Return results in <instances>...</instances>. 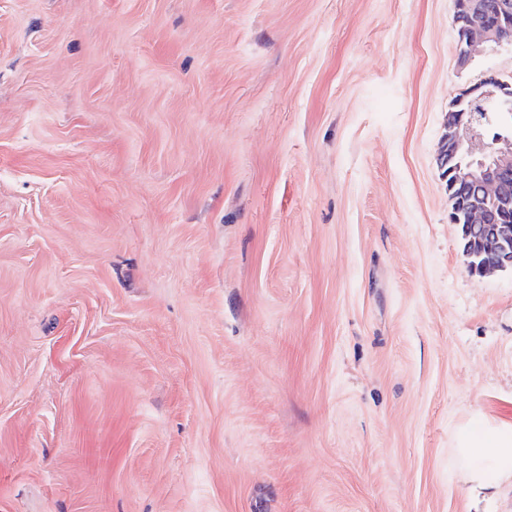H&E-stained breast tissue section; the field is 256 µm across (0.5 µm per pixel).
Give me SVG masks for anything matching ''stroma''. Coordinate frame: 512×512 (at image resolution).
I'll return each mask as SVG.
<instances>
[{
  "label": "stroma",
  "mask_w": 512,
  "mask_h": 512,
  "mask_svg": "<svg viewBox=\"0 0 512 512\" xmlns=\"http://www.w3.org/2000/svg\"><path fill=\"white\" fill-rule=\"evenodd\" d=\"M453 0H0V512H470L512 270L438 162Z\"/></svg>",
  "instance_id": "35a3bbf8"
}]
</instances>
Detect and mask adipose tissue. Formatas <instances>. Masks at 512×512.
Listing matches in <instances>:
<instances>
[{
  "label": "adipose tissue",
  "mask_w": 512,
  "mask_h": 512,
  "mask_svg": "<svg viewBox=\"0 0 512 512\" xmlns=\"http://www.w3.org/2000/svg\"><path fill=\"white\" fill-rule=\"evenodd\" d=\"M454 477L470 491L512 489V422L477 414L461 423L448 457Z\"/></svg>",
  "instance_id": "obj_1"
}]
</instances>
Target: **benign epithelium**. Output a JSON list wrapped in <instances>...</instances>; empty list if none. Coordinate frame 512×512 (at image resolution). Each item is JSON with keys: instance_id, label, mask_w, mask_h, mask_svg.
<instances>
[{"instance_id": "7a95c632", "label": "benign epithelium", "mask_w": 512, "mask_h": 512, "mask_svg": "<svg viewBox=\"0 0 512 512\" xmlns=\"http://www.w3.org/2000/svg\"><path fill=\"white\" fill-rule=\"evenodd\" d=\"M454 24L462 25L456 54L464 66L484 45L512 43V0H462ZM490 108L512 110V81L496 73L454 98L439 148L454 190L448 220L461 226L475 274L512 268V130L485 143L481 113Z\"/></svg>"}]
</instances>
